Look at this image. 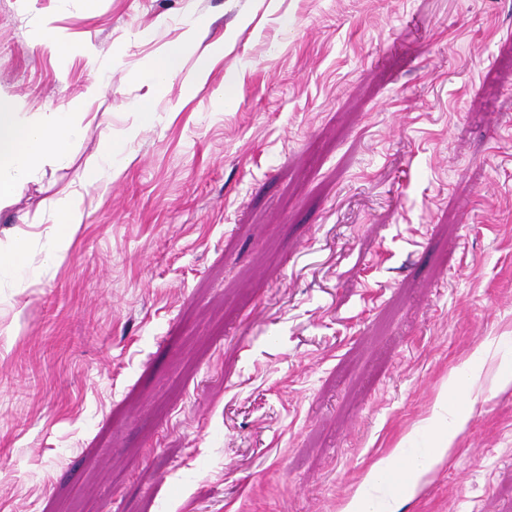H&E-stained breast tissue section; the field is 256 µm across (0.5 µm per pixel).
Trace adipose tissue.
<instances>
[{
	"mask_svg": "<svg viewBox=\"0 0 512 512\" xmlns=\"http://www.w3.org/2000/svg\"><path fill=\"white\" fill-rule=\"evenodd\" d=\"M199 26V21H190L180 42L169 45L144 63L140 69L142 81L161 89L181 75L189 86L204 84L224 47L213 44L198 48ZM193 50L198 53L194 59L189 56ZM132 113V123L121 130L104 127L99 151L83 169L80 190L59 199L50 214L49 221L55 226L50 243L52 256L66 253L88 216L87 196L105 175L120 171L131 145L142 130L157 119L156 108L149 100L136 104ZM88 118L79 104L65 111L47 112L25 111L19 102L11 106L0 104V208L11 204L14 196L34 178L41 163L62 161L69 156L71 145ZM484 363V358L470 357L463 364L465 380L449 377L447 385L437 393L430 417V447L412 454L403 445H396L365 470L339 512H399V495H379V486L387 475L397 472L403 477L401 495H412L433 467L453 454L455 441L471 417L475 402L473 392L482 380Z\"/></svg>",
	"mask_w": 512,
	"mask_h": 512,
	"instance_id": "ef3b65f1",
	"label": "adipose tissue"
}]
</instances>
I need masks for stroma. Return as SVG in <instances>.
Listing matches in <instances>:
<instances>
[{"mask_svg": "<svg viewBox=\"0 0 512 512\" xmlns=\"http://www.w3.org/2000/svg\"><path fill=\"white\" fill-rule=\"evenodd\" d=\"M190 16L224 56L152 92ZM89 44L98 124L0 209L42 270L0 278V512H337L512 357V0H0V98L68 109ZM149 96L54 258L43 215ZM400 512H512V385Z\"/></svg>", "mask_w": 512, "mask_h": 512, "instance_id": "obj_1", "label": "stroma"}]
</instances>
